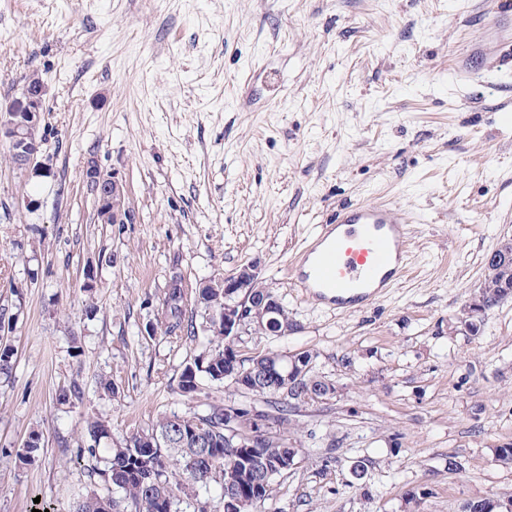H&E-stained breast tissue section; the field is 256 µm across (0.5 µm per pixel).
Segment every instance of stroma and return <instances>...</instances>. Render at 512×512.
<instances>
[{
  "label": "stroma",
  "instance_id": "35a3bbf8",
  "mask_svg": "<svg viewBox=\"0 0 512 512\" xmlns=\"http://www.w3.org/2000/svg\"><path fill=\"white\" fill-rule=\"evenodd\" d=\"M493 4L0 0V102L42 76L49 167L16 170L0 141V512H70L106 490L76 454L87 418L118 443L223 402L205 378L196 397L179 388L202 345L146 325L172 271L247 265L295 324L248 351L311 352L338 386L290 417L305 458L276 480L277 512L512 498V466L493 461L512 444V296L478 335L455 320L512 237V68L495 90L451 69L482 38L466 11ZM92 166L122 185V223L97 222ZM357 200L409 220L410 272L348 313L303 297L287 267Z\"/></svg>",
  "mask_w": 512,
  "mask_h": 512
}]
</instances>
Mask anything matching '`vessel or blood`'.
<instances>
[{"label":"vessel or blood","mask_w":512,"mask_h":512,"mask_svg":"<svg viewBox=\"0 0 512 512\" xmlns=\"http://www.w3.org/2000/svg\"><path fill=\"white\" fill-rule=\"evenodd\" d=\"M486 34L493 54L457 60L456 74L475 77L512 59V0H497ZM407 221L390 203H349L296 254L291 284L314 300L354 313L394 287L408 271Z\"/></svg>","instance_id":"b4317fda"}]
</instances>
